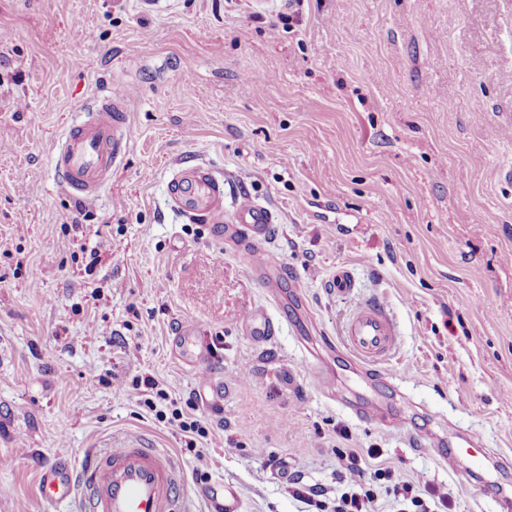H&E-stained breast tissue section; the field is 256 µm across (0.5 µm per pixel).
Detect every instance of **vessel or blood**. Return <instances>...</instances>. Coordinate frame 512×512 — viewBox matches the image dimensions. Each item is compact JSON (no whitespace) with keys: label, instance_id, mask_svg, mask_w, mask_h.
<instances>
[{"label":"vessel or blood","instance_id":"obj_1","mask_svg":"<svg viewBox=\"0 0 512 512\" xmlns=\"http://www.w3.org/2000/svg\"><path fill=\"white\" fill-rule=\"evenodd\" d=\"M129 141L125 94L117 88L107 90L54 148L53 169L69 196L84 204L97 200ZM169 201L187 220L210 224L216 236L242 235L249 268L259 281L275 287L286 279L285 266L265 250L274 213L244 196L237 202L232 223H225L224 181L212 168L197 164L174 171L169 179ZM244 326L253 341L261 344L268 340L272 323L265 314L254 312L246 317ZM396 336L384 303L370 298L351 312L342 343L362 364L380 365L392 355ZM171 347L182 365L198 373L208 399L222 398V382L212 370V350L197 329L182 325ZM177 484L174 465L166 453L129 444L88 455L78 475L65 461L47 468L41 478V494L50 501H63L74 489H81V512H179ZM207 498L211 512H244V497L237 484L214 483Z\"/></svg>","mask_w":512,"mask_h":512}]
</instances>
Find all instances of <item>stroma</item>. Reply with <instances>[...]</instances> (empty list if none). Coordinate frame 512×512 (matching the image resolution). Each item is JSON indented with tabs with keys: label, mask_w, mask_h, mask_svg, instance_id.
Here are the masks:
<instances>
[{
	"label": "stroma",
	"mask_w": 512,
	"mask_h": 512,
	"mask_svg": "<svg viewBox=\"0 0 512 512\" xmlns=\"http://www.w3.org/2000/svg\"><path fill=\"white\" fill-rule=\"evenodd\" d=\"M115 85L132 138L81 206L53 146ZM203 162L225 219L243 195L275 211L279 288L171 210V174ZM510 166L512 0H0V512H78L43 499L45 467L129 443L174 458L182 512H208L219 478L244 512H308L290 478L334 498L342 448L379 451L452 512H512ZM340 268L353 295L327 286ZM368 295L398 329L380 373L339 343ZM187 322L221 405L197 404L170 352ZM147 374L195 400L198 452L142 404ZM244 327L254 342L262 344L269 339L272 323L263 313H250L244 321Z\"/></svg>",
	"instance_id": "35a3bbf8"
}]
</instances>
